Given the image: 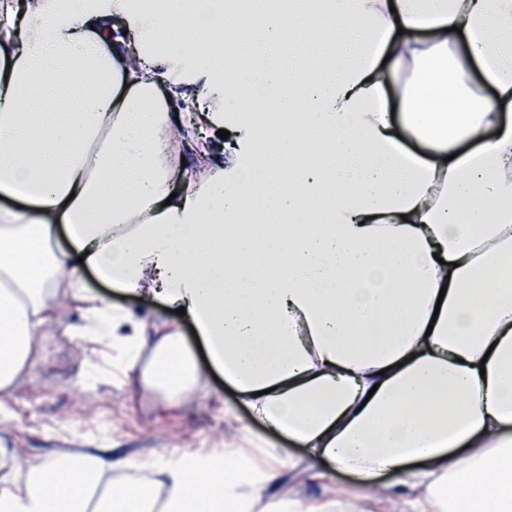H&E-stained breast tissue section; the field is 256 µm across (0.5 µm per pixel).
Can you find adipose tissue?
I'll return each instance as SVG.
<instances>
[{"label":"adipose tissue","mask_w":512,"mask_h":512,"mask_svg":"<svg viewBox=\"0 0 512 512\" xmlns=\"http://www.w3.org/2000/svg\"><path fill=\"white\" fill-rule=\"evenodd\" d=\"M294 2L228 54L209 0H0V194L23 202L0 207V395L75 302L73 335L121 344L167 408L197 389L178 325L92 294L91 270L185 308L258 418L401 512H512V0ZM169 30L179 49L159 47ZM342 30L360 53L328 63ZM289 31L307 48L285 54L272 118L247 102L260 48ZM141 467L0 448V512H238L241 484L281 475L251 478L230 449L218 472L118 476Z\"/></svg>","instance_id":"1"}]
</instances>
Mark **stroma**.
<instances>
[{"mask_svg":"<svg viewBox=\"0 0 512 512\" xmlns=\"http://www.w3.org/2000/svg\"><path fill=\"white\" fill-rule=\"evenodd\" d=\"M88 288L135 316L154 322L176 318L173 307L146 305L117 288L88 278ZM108 358H89L82 343L54 331L43 342L38 366L14 391L0 397V446L20 448L46 459L58 450L97 448L113 458L134 457L151 463L169 456L213 462L218 451L237 448L252 468L266 465L257 446L288 449L291 459L282 467L283 481L267 490V497L308 503L331 499L337 488H352V479L335 465L309 455L254 420L238 393L212 372H204L191 400L166 409L155 393L143 389L120 372L103 376L105 361L120 364L121 346Z\"/></svg>","mask_w":512,"mask_h":512,"instance_id":"1","label":"stroma"}]
</instances>
